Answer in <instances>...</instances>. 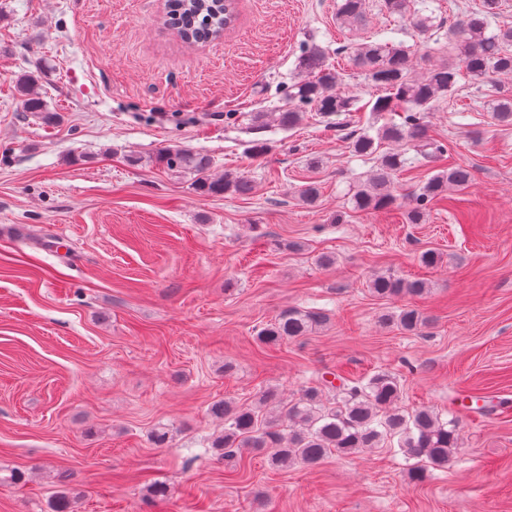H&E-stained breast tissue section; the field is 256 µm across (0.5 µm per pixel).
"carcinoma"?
I'll use <instances>...</instances> for the list:
<instances>
[{"mask_svg":"<svg viewBox=\"0 0 512 512\" xmlns=\"http://www.w3.org/2000/svg\"><path fill=\"white\" fill-rule=\"evenodd\" d=\"M500 0H482L478 10L464 14L448 25L445 33L446 57L420 76L411 75L412 52L404 42H364L353 53V64L376 87L386 91L374 102L373 112H403L399 124L384 126L376 135L364 130L352 140V149L360 157L375 160V171L361 186L353 201L356 208L383 209L393 204L396 176L407 164L404 154L379 152L383 140L403 142L423 157L436 159L447 152L446 146L427 135L424 113L456 90L459 78L466 74L473 81L493 75L512 77V26H492L499 15ZM392 15L405 17L421 33L434 28L435 17L425 14L427 5L414 8L413 0H385ZM337 16L345 26L358 27L366 18L365 0H340ZM220 0H168L166 21L185 42L198 43L206 34H216L228 22ZM328 51L319 44L308 45L298 58L302 78L289 86L288 107L273 113L279 125L294 127L304 112H318L324 118L339 117L354 111V96L341 90L342 75L327 63ZM25 111L42 112L44 119L58 120L46 110L37 92L38 80L23 73L16 80ZM494 119L512 123V91L500 92L493 107ZM156 162L179 173L195 175L198 189L207 194L252 192L251 180L226 173L209 175L211 159L178 147L158 151ZM473 180L466 166L457 165L431 175L413 194L414 204L406 213L411 224L423 221L426 205L448 198V189H465ZM372 293L381 297L421 296L426 283L378 274L369 283ZM330 316L323 309L288 308L260 330L258 339L276 345L310 335L327 324ZM386 326L416 333L427 319L414 307H404L381 318ZM399 378L379 370L362 379L340 378L336 401L324 402L323 387L310 386L296 398H284L275 390H265L254 403L224 400L212 413L224 419V434L212 444L216 454L232 458L241 450L270 449L271 467L293 464L314 466L325 458L350 455L369 448L397 447L409 459L427 466L445 468L461 435L457 418L443 419L427 408L406 412L399 406Z\"/></svg>","mask_w":512,"mask_h":512,"instance_id":"cac0c4a2","label":"carcinoma"}]
</instances>
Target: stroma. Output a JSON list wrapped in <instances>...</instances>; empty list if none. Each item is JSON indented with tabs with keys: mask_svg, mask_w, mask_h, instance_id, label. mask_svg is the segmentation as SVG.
Segmentation results:
<instances>
[{
	"mask_svg": "<svg viewBox=\"0 0 512 512\" xmlns=\"http://www.w3.org/2000/svg\"><path fill=\"white\" fill-rule=\"evenodd\" d=\"M337 3L237 0L223 39L191 45L165 24V0H0V512H51L64 487L81 494L75 512H512V124L490 111L512 79L461 80L426 115L449 152L427 163L403 146L395 202L355 209L374 163L351 141L371 112H308L292 129L257 114L286 106L312 43L332 48L363 106L379 91L348 47L401 30L418 74L441 53L384 0H365L358 28L340 25ZM24 72L59 122L24 111ZM165 146L208 156L211 176H246L252 194L200 193L155 164ZM455 165L471 186L408 223L412 187ZM378 273L426 282L411 300L420 332L382 324L404 301L370 292ZM289 308L330 321L259 343ZM379 370L399 377L407 411L444 414L462 395L502 410L461 417L448 467L418 481L387 448L285 470L263 452L217 458L215 402Z\"/></svg>",
	"mask_w": 512,
	"mask_h": 512,
	"instance_id": "obj_1",
	"label": "stroma"
}]
</instances>
